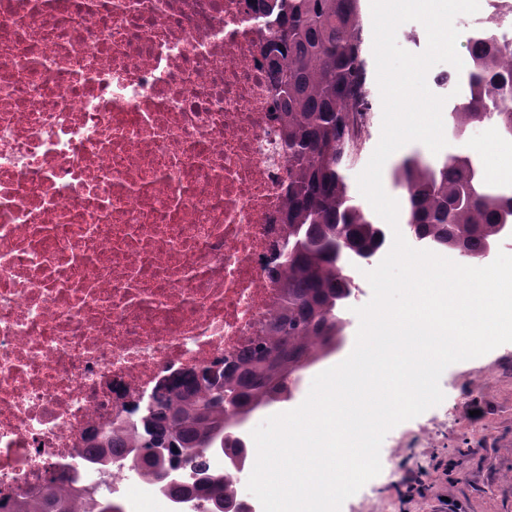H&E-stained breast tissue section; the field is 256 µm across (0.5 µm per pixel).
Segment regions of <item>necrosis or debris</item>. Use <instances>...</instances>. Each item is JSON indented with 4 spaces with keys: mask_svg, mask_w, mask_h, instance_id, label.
Returning a JSON list of instances; mask_svg holds the SVG:
<instances>
[{
    "mask_svg": "<svg viewBox=\"0 0 512 512\" xmlns=\"http://www.w3.org/2000/svg\"><path fill=\"white\" fill-rule=\"evenodd\" d=\"M256 0H0V512L48 487L208 512L93 443L279 303L288 156ZM250 469L203 452L169 482ZM240 499L259 512L251 493Z\"/></svg>",
    "mask_w": 512,
    "mask_h": 512,
    "instance_id": "obj_1",
    "label": "necrosis or debris"
}]
</instances>
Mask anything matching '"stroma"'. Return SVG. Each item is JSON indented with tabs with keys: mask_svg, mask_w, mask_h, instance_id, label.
<instances>
[{
	"mask_svg": "<svg viewBox=\"0 0 512 512\" xmlns=\"http://www.w3.org/2000/svg\"><path fill=\"white\" fill-rule=\"evenodd\" d=\"M454 151L479 156L488 179L512 178V168L495 167L492 157L512 149V137L492 123L474 127ZM440 405L404 421L381 446L385 469L342 505L341 512H370L374 501L387 512H404L402 494L408 474L423 473L433 497L419 512H435L438 496L458 502L462 512H512V351L497 350L450 365L440 378ZM439 457L454 470L440 478Z\"/></svg>",
	"mask_w": 512,
	"mask_h": 512,
	"instance_id": "obj_1",
	"label": "stroma"
}]
</instances>
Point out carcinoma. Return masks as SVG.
I'll return each instance as SVG.
<instances>
[{
    "instance_id": "1",
    "label": "carcinoma",
    "mask_w": 512,
    "mask_h": 512,
    "mask_svg": "<svg viewBox=\"0 0 512 512\" xmlns=\"http://www.w3.org/2000/svg\"><path fill=\"white\" fill-rule=\"evenodd\" d=\"M265 10L276 24L266 60L278 79L288 155V256L280 311L266 336L224 360V371L206 370L169 391L158 398L159 411L140 417L128 439L111 437L98 445L95 463H106V449L116 446L149 455L156 448L173 449L171 458L142 468L155 478L197 455L209 437L235 457L247 454L231 420L288 401V381L332 352L347 327L344 302L353 283L348 261L370 258L386 245L383 226L348 197L339 173L343 149L350 145V111L364 104L359 0H267ZM495 35L491 23L469 46L470 94L448 116L449 127L461 134L492 122L512 135V45ZM479 167L469 155H448L435 166L404 158L393 177L403 190L410 232L436 250L487 259L512 219V197L497 195L490 180L477 182ZM223 391L234 394L236 412L224 411ZM200 484L215 503H231L236 496L219 478ZM71 498L52 490L24 502L18 512H74Z\"/></svg>"
}]
</instances>
